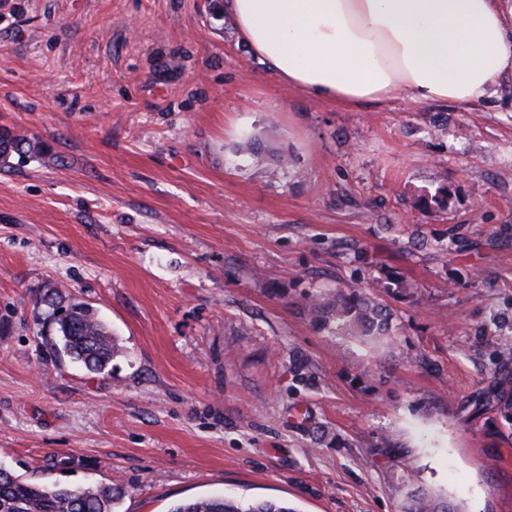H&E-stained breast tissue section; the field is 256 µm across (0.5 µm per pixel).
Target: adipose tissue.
<instances>
[{
  "label": "adipose tissue",
  "instance_id": "1",
  "mask_svg": "<svg viewBox=\"0 0 512 512\" xmlns=\"http://www.w3.org/2000/svg\"><path fill=\"white\" fill-rule=\"evenodd\" d=\"M252 58L332 105L467 109L512 78V0H224Z\"/></svg>",
  "mask_w": 512,
  "mask_h": 512
}]
</instances>
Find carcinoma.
Listing matches in <instances>:
<instances>
[{
  "label": "carcinoma",
  "instance_id": "1",
  "mask_svg": "<svg viewBox=\"0 0 512 512\" xmlns=\"http://www.w3.org/2000/svg\"><path fill=\"white\" fill-rule=\"evenodd\" d=\"M43 154L41 145L25 134H0V165L7 163L10 154ZM451 191L439 186L435 192L419 197L420 208H446ZM384 291L394 297H412L417 285L393 271H383ZM51 309L54 336L46 339L52 354L60 359L68 357L90 372L102 373L112 362L116 345L107 323L93 307L69 301L59 287L46 288L42 296ZM302 307L319 328L336 336H349L366 345L385 342L396 344L392 334L391 317L387 306L370 297L363 290L345 291L336 287L306 294ZM471 404L475 412L491 406L499 411L504 421L512 424V351L500 353L488 389ZM125 497L123 485L49 488L22 478L13 471L0 470V512H120ZM171 512H297L292 507L273 501L245 502L231 497L214 496L185 501ZM404 512H459L447 499L435 497L423 489H414L407 495Z\"/></svg>",
  "mask_w": 512,
  "mask_h": 512
}]
</instances>
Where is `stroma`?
I'll use <instances>...</instances> for the list:
<instances>
[{"mask_svg": "<svg viewBox=\"0 0 512 512\" xmlns=\"http://www.w3.org/2000/svg\"><path fill=\"white\" fill-rule=\"evenodd\" d=\"M219 4L0 0V132L44 146L0 166V463L121 482L122 512H402L417 486L512 512V428L461 409L512 343V81L471 110L321 103ZM49 285L110 326L104 373L46 347ZM336 286L372 288L397 349L311 323ZM377 279L384 280V291L394 297H412L418 292L417 285L411 283L393 271H382ZM295 508L273 501L245 502L231 497L214 496L185 501L170 512H297Z\"/></svg>", "mask_w": 512, "mask_h": 512, "instance_id": "1", "label": "stroma"}]
</instances>
